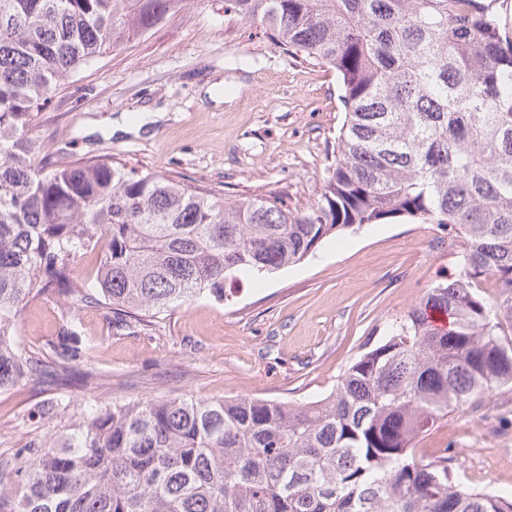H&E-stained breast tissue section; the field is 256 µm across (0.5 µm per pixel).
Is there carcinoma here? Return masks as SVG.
<instances>
[{
  "label": "carcinoma",
  "mask_w": 512,
  "mask_h": 512,
  "mask_svg": "<svg viewBox=\"0 0 512 512\" xmlns=\"http://www.w3.org/2000/svg\"><path fill=\"white\" fill-rule=\"evenodd\" d=\"M176 0H0V392L94 384L67 315L42 354L17 345L29 301L104 307L145 330L169 310L296 264L371 224L464 238L429 289L306 405L250 396L83 408L0 468V512H512L448 456L415 457L448 413L512 383V34L498 0H224L277 45L333 68L345 112L321 200L240 199L112 157L50 168L30 135L52 89ZM100 254L93 281L77 259ZM495 279L497 295L476 292ZM61 393L30 417L67 409Z\"/></svg>",
  "instance_id": "obj_1"
}]
</instances>
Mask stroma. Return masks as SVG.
<instances>
[{
	"label": "stroma",
	"mask_w": 512,
	"mask_h": 512,
	"mask_svg": "<svg viewBox=\"0 0 512 512\" xmlns=\"http://www.w3.org/2000/svg\"><path fill=\"white\" fill-rule=\"evenodd\" d=\"M333 69L274 45L265 27L230 19L224 0H190L144 36L107 50L35 113L43 157L114 161L227 196L284 194L290 207L316 203L344 121ZM160 120L142 133L113 131L119 116ZM463 239L434 224H374L325 239L301 263L165 313L153 327L109 330L106 309L76 310L86 365L100 388H68L72 410L238 395L306 404L334 388L363 343L456 272ZM65 306L29 304L18 343L55 340ZM54 387L0 393V462L33 435L68 423L28 418ZM417 455L448 452L471 488L512 489V384L480 406L452 412L416 441Z\"/></svg>",
	"instance_id": "1"
}]
</instances>
